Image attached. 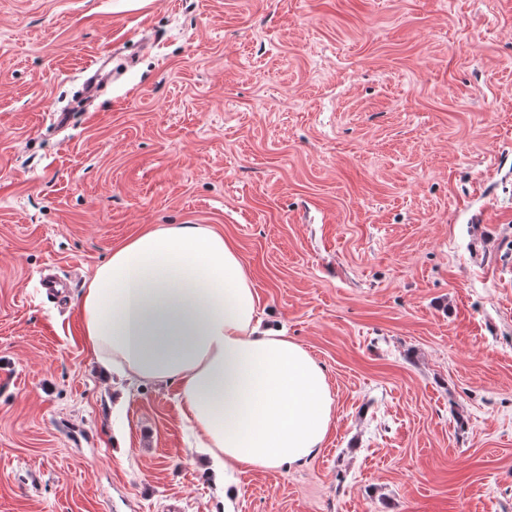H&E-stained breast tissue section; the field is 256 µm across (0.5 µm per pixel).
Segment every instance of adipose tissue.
Segmentation results:
<instances>
[{"mask_svg":"<svg viewBox=\"0 0 512 512\" xmlns=\"http://www.w3.org/2000/svg\"><path fill=\"white\" fill-rule=\"evenodd\" d=\"M85 344L105 366L174 382L202 447L235 468L306 460L333 399L323 369L258 314L250 278L201 224L146 231L99 265L80 302Z\"/></svg>","mask_w":512,"mask_h":512,"instance_id":"1","label":"adipose tissue"}]
</instances>
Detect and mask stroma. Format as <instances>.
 <instances>
[{
    "mask_svg": "<svg viewBox=\"0 0 512 512\" xmlns=\"http://www.w3.org/2000/svg\"><path fill=\"white\" fill-rule=\"evenodd\" d=\"M168 224L334 397L229 510L177 385L84 343L97 266ZM174 503L512 512V0H0V512Z\"/></svg>",
    "mask_w": 512,
    "mask_h": 512,
    "instance_id": "obj_1",
    "label": "stroma"
}]
</instances>
